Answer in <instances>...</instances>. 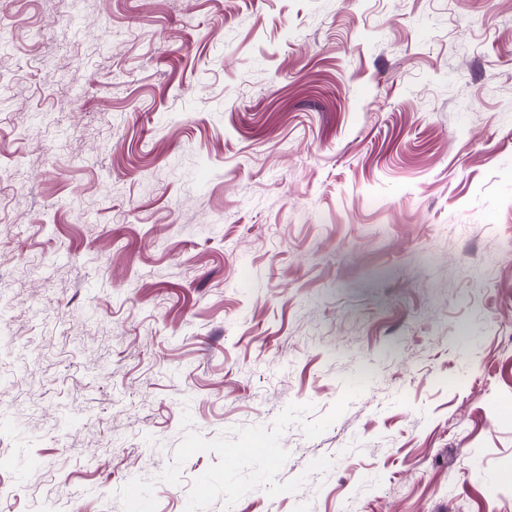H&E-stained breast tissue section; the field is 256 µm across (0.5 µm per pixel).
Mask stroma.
Here are the masks:
<instances>
[{
    "instance_id": "obj_1",
    "label": "stroma",
    "mask_w": 512,
    "mask_h": 512,
    "mask_svg": "<svg viewBox=\"0 0 512 512\" xmlns=\"http://www.w3.org/2000/svg\"><path fill=\"white\" fill-rule=\"evenodd\" d=\"M0 0V512H512V0ZM329 458L328 471L306 474Z\"/></svg>"
}]
</instances>
